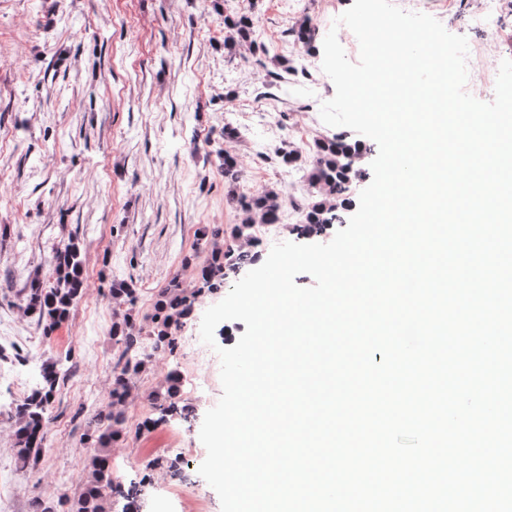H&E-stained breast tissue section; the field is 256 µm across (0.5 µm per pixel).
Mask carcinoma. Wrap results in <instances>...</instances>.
<instances>
[{
	"instance_id": "1",
	"label": "carcinoma",
	"mask_w": 512,
	"mask_h": 512,
	"mask_svg": "<svg viewBox=\"0 0 512 512\" xmlns=\"http://www.w3.org/2000/svg\"><path fill=\"white\" fill-rule=\"evenodd\" d=\"M253 17L240 15L224 18L227 29L224 48L229 51L246 49L249 53L266 54V45L252 39ZM294 41L308 49L314 48L315 30L305 23L291 29ZM313 161L305 171V182L314 189L308 204L306 221L297 228L301 236H318L336 220L339 200L348 189V184L359 175L354 168L361 158L360 149L352 146L343 135L323 137L314 141L311 148ZM224 180L234 184L239 179V163L236 156L224 152L221 156ZM284 192L266 189L250 197H238V220L232 230L236 246L224 245L219 233L202 232L210 260L197 267L193 288L188 289L174 277L167 287L157 295L154 304L152 338L155 349L170 353L178 348V338L173 329L181 326L191 313L198 296L214 293L224 287L226 271H239L253 264L257 254L250 250L254 238L250 229L256 224L281 223ZM83 289L82 261L78 244L71 242L55 255L53 280L47 284L35 278L31 280L25 297V311L43 325L44 335L50 336L65 321L70 307ZM107 295L114 306L123 308L134 304L136 288L133 283L114 281L107 288ZM142 328L137 325L131 311L127 310L112 322V343L122 348L114 370L120 376L112 383L109 402L100 414L88 423L90 437L95 439L97 452L89 459V475L81 495L71 504L69 512H112L110 498L116 494L124 496L121 487L114 484L106 448L121 437L120 425L123 408L130 390V382L145 369L146 362L138 352ZM59 372L57 362L44 365L43 386L28 395L17 408L15 419V444L22 463H27L32 449L40 447L44 436L45 414L56 385ZM175 380L169 379L163 392H156L154 405L164 416L177 412L174 400Z\"/></svg>"
}]
</instances>
